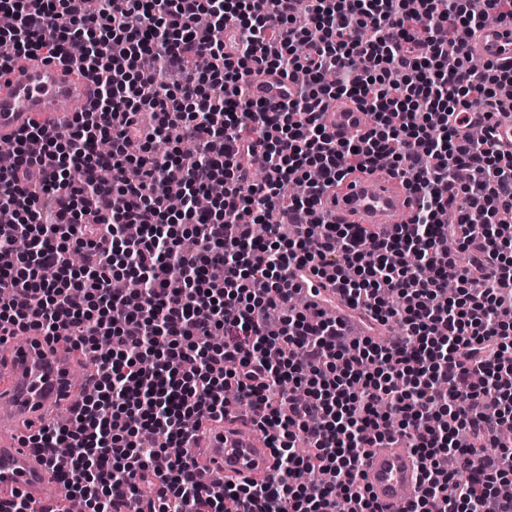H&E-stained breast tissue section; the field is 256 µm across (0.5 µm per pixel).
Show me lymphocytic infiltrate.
I'll list each match as a JSON object with an SVG mask.
<instances>
[{"mask_svg":"<svg viewBox=\"0 0 512 512\" xmlns=\"http://www.w3.org/2000/svg\"><path fill=\"white\" fill-rule=\"evenodd\" d=\"M0 13L15 54L76 65L97 88L64 131L16 136L0 168V332L109 346L70 422L26 439L79 512H127L144 485L146 512L228 499L382 512L360 466L397 443L421 473L402 512H512V156L491 132L466 135L470 111L512 113V59L472 66L480 0H0ZM261 70L308 79L272 108L247 91ZM345 98L372 122L338 140L322 115ZM381 169L413 196L408 223L326 219L328 189ZM170 181L185 190L175 210ZM291 181L300 195L282 194ZM307 266L402 335L380 344L296 308L291 271ZM241 405L272 432L275 474L206 485L191 440ZM146 430L181 454L143 446Z\"/></svg>","mask_w":512,"mask_h":512,"instance_id":"1","label":"lymphocytic infiltrate"}]
</instances>
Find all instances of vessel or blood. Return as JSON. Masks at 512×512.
Masks as SVG:
<instances>
[{"label": "vessel or blood", "mask_w": 512, "mask_h": 512, "mask_svg": "<svg viewBox=\"0 0 512 512\" xmlns=\"http://www.w3.org/2000/svg\"><path fill=\"white\" fill-rule=\"evenodd\" d=\"M475 50L484 59L512 57V28L492 24L478 32ZM289 82L281 74L254 75L250 94L276 105L288 96ZM95 95V86L76 69L31 60L23 69L0 73V141L9 140L38 124L63 128L74 113L82 111ZM368 116L356 103L342 100L330 105L323 116L328 132L336 138L364 129ZM494 140L502 154H512V114L499 115L493 125ZM333 219L340 224H371L392 228L397 217H411L412 199L394 177L373 174L348 175L325 194ZM295 284L316 302L335 297L336 290L324 276L311 269L296 272ZM4 358L9 375L0 378V500L15 495L41 506L55 475L44 456L22 446L19 439L27 425L55 405L74 404L81 393L71 384L70 354L66 344L18 345ZM203 468L204 483L221 476L234 483L259 482L273 473L274 455L267 436L255 422L225 419L195 443ZM363 482L384 512H398L406 490H417L419 473L412 455L404 448H378L362 464Z\"/></svg>", "instance_id": "vessel-or-blood-1"}]
</instances>
